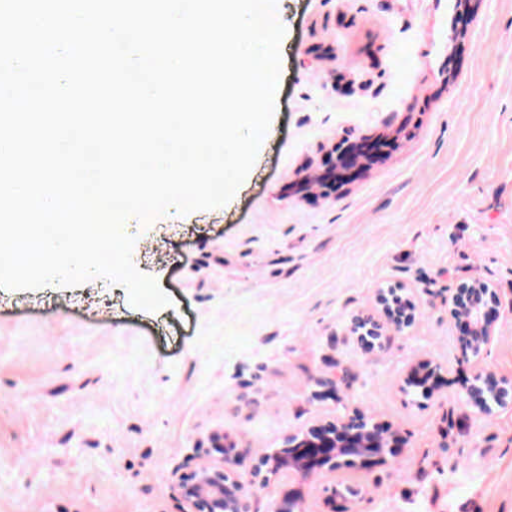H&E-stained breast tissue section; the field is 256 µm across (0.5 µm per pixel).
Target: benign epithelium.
Here are the masks:
<instances>
[{
    "mask_svg": "<svg viewBox=\"0 0 512 512\" xmlns=\"http://www.w3.org/2000/svg\"><path fill=\"white\" fill-rule=\"evenodd\" d=\"M399 291L405 292L407 288L402 285L378 288L379 320L358 316L350 326L351 333L358 337L368 325L374 336L381 335L383 330H402L414 317L417 305L410 297L399 298ZM494 302L493 286L479 274L461 283L454 298L457 314L468 325L461 343L475 356L495 336V321L489 317V304ZM511 392L512 377H499L480 363L474 364L468 399L480 413L486 415L496 407L505 406V398ZM390 443L391 439L367 417L345 415L334 422L313 424L302 434L288 437L282 447L263 458L262 465L270 476L286 470L306 480L325 466L334 470L343 462L353 466L376 460L387 465ZM237 456L236 449L228 448L223 459L205 460L193 470L177 475L191 512H247L249 484L235 470Z\"/></svg>",
    "mask_w": 512,
    "mask_h": 512,
    "instance_id": "benign-epithelium-1",
    "label": "benign epithelium"
}]
</instances>
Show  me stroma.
<instances>
[{
	"mask_svg": "<svg viewBox=\"0 0 512 512\" xmlns=\"http://www.w3.org/2000/svg\"><path fill=\"white\" fill-rule=\"evenodd\" d=\"M276 11L275 113L230 203L125 227L170 305L102 278L0 293V512H188L173 473L214 433L250 512L288 493L304 512H512V404H469L453 304L474 274L493 285L481 359L511 377L512 0ZM344 138L394 147L302 189ZM397 284L412 324L364 348L351 316ZM356 412L396 435L390 464L257 478L288 435Z\"/></svg>",
	"mask_w": 512,
	"mask_h": 512,
	"instance_id": "1",
	"label": "stroma"
}]
</instances>
